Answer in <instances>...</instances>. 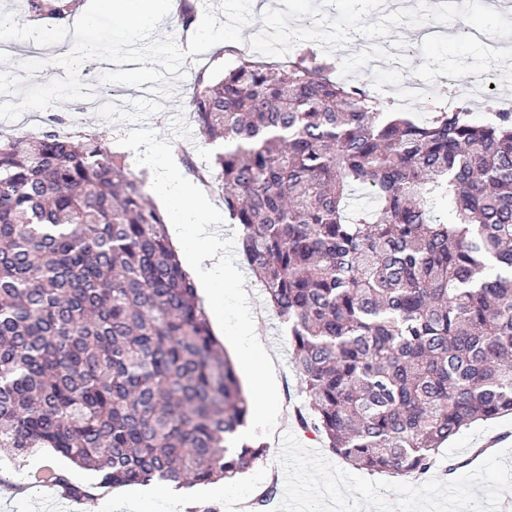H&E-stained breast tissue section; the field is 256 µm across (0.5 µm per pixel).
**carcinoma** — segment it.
<instances>
[{
    "label": "carcinoma",
    "mask_w": 512,
    "mask_h": 512,
    "mask_svg": "<svg viewBox=\"0 0 512 512\" xmlns=\"http://www.w3.org/2000/svg\"><path fill=\"white\" fill-rule=\"evenodd\" d=\"M25 2L59 21L83 0ZM175 20L189 30L196 0ZM334 67L313 40L242 54L188 106L223 143L206 177L288 328L297 421L359 470L420 478L462 428L512 415V112L415 121ZM249 411L145 177L92 135L0 138V449L92 472L50 469L78 498L179 490L264 456L235 440Z\"/></svg>",
    "instance_id": "1"
}]
</instances>
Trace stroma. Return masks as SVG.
Wrapping results in <instances>:
<instances>
[{
    "instance_id": "1",
    "label": "stroma",
    "mask_w": 512,
    "mask_h": 512,
    "mask_svg": "<svg viewBox=\"0 0 512 512\" xmlns=\"http://www.w3.org/2000/svg\"><path fill=\"white\" fill-rule=\"evenodd\" d=\"M482 0H470L471 6L457 10L456 23L462 30L476 26L492 28L495 18L481 8ZM264 11L242 10L239 0H199V23L226 38L238 39L240 51H251L260 35L274 39L273 56L287 59L289 42L283 39L284 23L295 22L309 12L322 14V27L315 36L337 58V75L350 83L365 85L380 106H390L388 83L397 81L395 72L377 67L372 58L345 54L344 46L352 33L363 35L365 42L377 48L414 41L417 28L416 7L401 13L381 11L377 0H266ZM237 11L239 22L225 28L224 18ZM460 34L421 44L405 60L410 78L431 83L432 91L414 97L407 109L424 115L431 106L441 104L440 76L453 74L457 85L466 86L479 67H494L495 56L484 43L463 39ZM73 30L62 24L48 31L39 45L15 47V62L40 59L44 70L33 81L43 84L64 77L63 68L52 66L51 58L71 48ZM197 56L187 57L185 78L174 88L171 99L134 91L112 98L111 110L79 103H61L52 114L66 120L70 134H92L110 151L135 141L141 146L159 141H177L184 149L183 162L208 164L215 151L197 134L187 106V93L199 69L220 74L238 60L237 53L223 46L203 42ZM251 306L263 309L259 334L267 356L236 360L240 379L257 378L247 428L255 440L271 442L280 436L288 451L280 456L267 455L246 474L234 479L183 489L179 496L157 486L141 491L121 487L110 494L63 505L58 494L46 487L31 488L29 493L15 492L17 482L26 480L36 468L51 466L66 470L74 483L87 482V472L70 467L66 458L46 448H37L14 459L0 452V512H237L242 502H253L267 490H274L268 512H497L501 502L512 501V415L480 421L462 429L437 454L435 467L423 479L414 480L355 469L325 448L313 434L305 432L296 418L281 419L285 402L300 405L306 400L302 384L291 360L288 336L278 318L270 311L260 286L249 290ZM457 462L449 471V462Z\"/></svg>"
}]
</instances>
